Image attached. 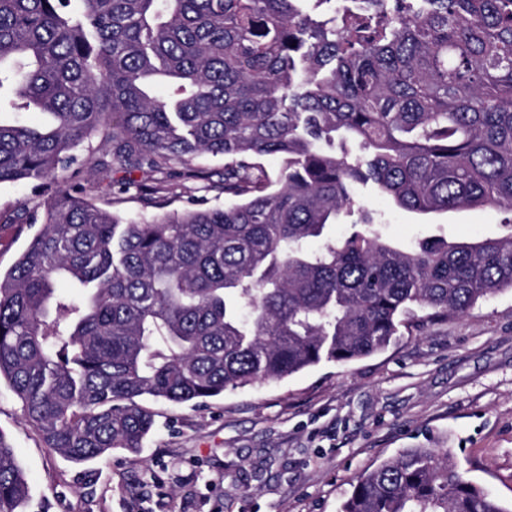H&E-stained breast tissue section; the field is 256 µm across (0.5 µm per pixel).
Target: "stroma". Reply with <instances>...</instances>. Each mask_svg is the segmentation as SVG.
<instances>
[{"label": "stroma", "instance_id": "obj_1", "mask_svg": "<svg viewBox=\"0 0 512 512\" xmlns=\"http://www.w3.org/2000/svg\"><path fill=\"white\" fill-rule=\"evenodd\" d=\"M100 141L81 151L95 202L120 214L160 215L136 193L148 167H96ZM209 190L171 180L170 206L191 196L223 206L224 161L203 157ZM359 196L380 213L383 232L407 242L441 231L452 240L498 237L491 208L420 216L394 207L372 186ZM45 198L31 183L0 186V270L36 232L16 214ZM152 434L140 453L75 466L46 448L0 384V434L30 486L26 512H337L356 478L404 448L436 443L461 470L512 504V291L462 317L421 323L396 345L348 364L324 362L279 381L225 391L194 406L150 404Z\"/></svg>", "mask_w": 512, "mask_h": 512}]
</instances>
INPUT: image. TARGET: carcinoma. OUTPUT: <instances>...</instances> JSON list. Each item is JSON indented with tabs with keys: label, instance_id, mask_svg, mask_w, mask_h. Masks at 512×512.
<instances>
[{
	"label": "carcinoma",
	"instance_id": "carcinoma-1",
	"mask_svg": "<svg viewBox=\"0 0 512 512\" xmlns=\"http://www.w3.org/2000/svg\"><path fill=\"white\" fill-rule=\"evenodd\" d=\"M20 112L45 121L0 120V185L54 189L0 273V378L74 465L139 452L144 398L354 362L512 289V0H0V115ZM98 133L101 168L196 181L199 156L224 159L227 203L96 204L76 151ZM367 184L417 214L508 212L509 233L398 242ZM28 500L0 436V512ZM338 512L512 511L448 452L406 448Z\"/></svg>",
	"mask_w": 512,
	"mask_h": 512
}]
</instances>
